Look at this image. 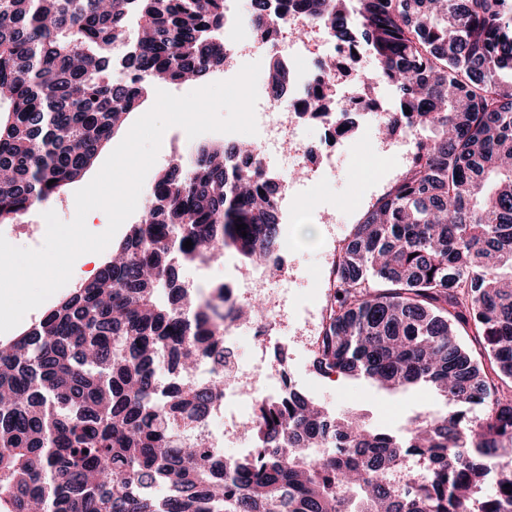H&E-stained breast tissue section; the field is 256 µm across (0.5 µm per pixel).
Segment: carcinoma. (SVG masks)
Returning <instances> with one entry per match:
<instances>
[{
    "label": "carcinoma",
    "instance_id": "obj_1",
    "mask_svg": "<svg viewBox=\"0 0 512 512\" xmlns=\"http://www.w3.org/2000/svg\"><path fill=\"white\" fill-rule=\"evenodd\" d=\"M224 4L0 0V223L82 179L156 78L218 73ZM287 12L358 42L417 138L343 241L316 362L390 391L432 388L452 411L393 433L290 387L256 401L248 454L201 438L224 372L196 369L224 365V324L245 306L179 270L280 250L277 177L241 169L254 151L226 138L161 169L118 257L0 346V512H463L485 486L471 512H512V0L249 3L266 39ZM290 80L271 55L267 87ZM334 82L312 106L336 108ZM460 326L490 367L456 341ZM411 458L425 472L401 484Z\"/></svg>",
    "mask_w": 512,
    "mask_h": 512
}]
</instances>
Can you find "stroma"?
<instances>
[{
	"instance_id": "1",
	"label": "stroma",
	"mask_w": 512,
	"mask_h": 512,
	"mask_svg": "<svg viewBox=\"0 0 512 512\" xmlns=\"http://www.w3.org/2000/svg\"><path fill=\"white\" fill-rule=\"evenodd\" d=\"M357 122V129L346 140L348 153L335 177L320 185L304 183L282 205L280 246L291 260L294 290L287 312L271 332L269 345L260 348L244 341L240 352L249 364L264 359L266 371L287 369L298 391L331 411H352L368 423L400 429L418 413L443 410V397L422 386L389 392L362 378L320 371L313 363L312 350L330 295L323 282L333 242L348 236L364 210L402 168L395 155L378 153L381 138L366 116H358ZM76 190V185H69L59 199L36 205L22 222L0 224V235L15 246L40 248L46 234L44 212L52 210L62 221H71Z\"/></svg>"
}]
</instances>
